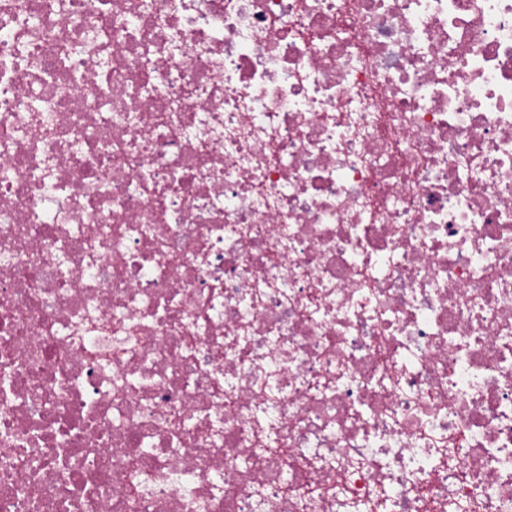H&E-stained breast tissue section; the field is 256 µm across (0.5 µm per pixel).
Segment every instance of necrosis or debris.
<instances>
[{
  "label": "necrosis or debris",
  "mask_w": 512,
  "mask_h": 512,
  "mask_svg": "<svg viewBox=\"0 0 512 512\" xmlns=\"http://www.w3.org/2000/svg\"><path fill=\"white\" fill-rule=\"evenodd\" d=\"M0 512H512V0H0Z\"/></svg>",
  "instance_id": "4bbe7bcc"
}]
</instances>
